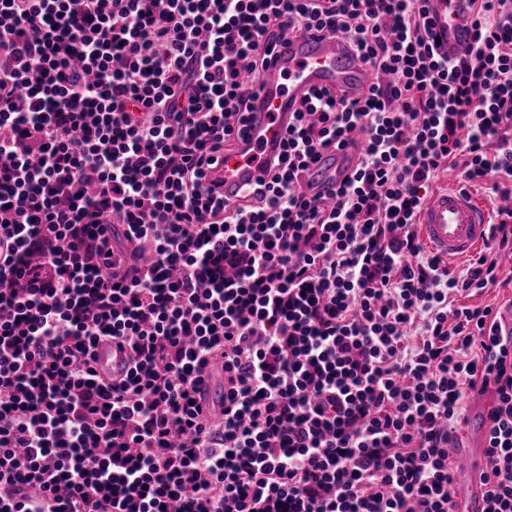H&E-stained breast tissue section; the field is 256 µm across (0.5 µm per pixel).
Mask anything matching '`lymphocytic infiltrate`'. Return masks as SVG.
Returning a JSON list of instances; mask_svg holds the SVG:
<instances>
[{
	"label": "lymphocytic infiltrate",
	"instance_id": "f902f5d3",
	"mask_svg": "<svg viewBox=\"0 0 512 512\" xmlns=\"http://www.w3.org/2000/svg\"><path fill=\"white\" fill-rule=\"evenodd\" d=\"M426 0H0V512H456L448 449L492 393L484 512H512L500 210L453 274L439 174L512 197V0L456 60ZM348 44L365 96L301 97L267 182L210 173L284 33ZM365 137L328 199L300 179ZM130 353L101 379L94 348ZM224 366V423L197 399ZM512 300V285H507L504 288H491L487 293L482 296L471 297H458L456 298L455 307L472 306V305H487L494 304V309L510 302ZM495 335L508 348L512 346V302L511 305L499 309L494 315Z\"/></svg>",
	"mask_w": 512,
	"mask_h": 512
}]
</instances>
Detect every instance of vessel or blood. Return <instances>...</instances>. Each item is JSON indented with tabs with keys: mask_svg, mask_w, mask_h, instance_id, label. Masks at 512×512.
Returning <instances> with one entry per match:
<instances>
[{
	"mask_svg": "<svg viewBox=\"0 0 512 512\" xmlns=\"http://www.w3.org/2000/svg\"><path fill=\"white\" fill-rule=\"evenodd\" d=\"M433 33L439 38L442 56L455 58L470 39L471 16L468 0H428ZM371 83L370 74L341 41L319 38L310 33L285 35L283 45L257 89V109L252 112L245 140L225 152L213 175L224 182V198L238 199L249 185L263 178L260 153L278 152L288 129L293 102L313 89L332 88L350 98L363 97ZM354 146L328 154L312 165L302 183L308 196H327L335 184L352 169ZM419 235L436 254L452 260L471 254L489 235L488 209L471 192L447 188L436 192L425 204L419 219ZM126 354L111 341H99L95 367L104 378L123 375ZM208 409L221 412L224 406V374L208 366L197 392Z\"/></svg>",
	"mask_w": 512,
	"mask_h": 512,
	"instance_id": "b4317fda",
	"label": "vessel or blood"
}]
</instances>
